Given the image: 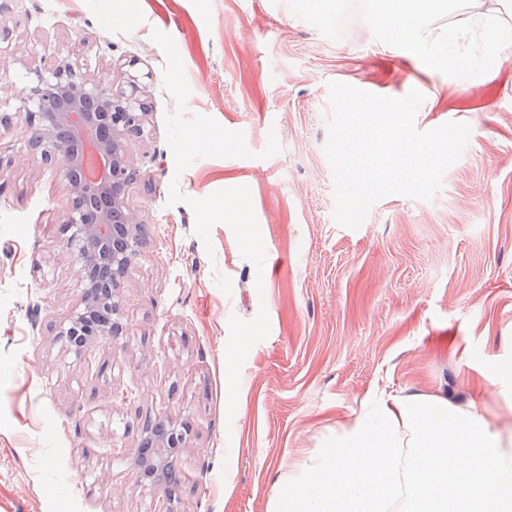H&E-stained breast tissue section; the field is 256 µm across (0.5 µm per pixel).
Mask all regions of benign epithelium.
I'll use <instances>...</instances> for the list:
<instances>
[{
	"mask_svg": "<svg viewBox=\"0 0 512 512\" xmlns=\"http://www.w3.org/2000/svg\"><path fill=\"white\" fill-rule=\"evenodd\" d=\"M129 87L115 91L103 81L90 83L71 64L59 63L18 93L25 120L36 130L32 148L45 161L60 162L68 192L67 248L83 289L56 337L88 368L102 340L124 333L119 290L145 239L144 226L127 204L136 183L127 143L143 134L144 88L133 79ZM183 444L172 417L147 424L141 447L154 452L137 457L141 477L157 484L177 481Z\"/></svg>",
	"mask_w": 512,
	"mask_h": 512,
	"instance_id": "benign-epithelium-1",
	"label": "benign epithelium"
}]
</instances>
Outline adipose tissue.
I'll use <instances>...</instances> for the list:
<instances>
[{
  "instance_id": "obj_1",
  "label": "adipose tissue",
  "mask_w": 512,
  "mask_h": 512,
  "mask_svg": "<svg viewBox=\"0 0 512 512\" xmlns=\"http://www.w3.org/2000/svg\"><path fill=\"white\" fill-rule=\"evenodd\" d=\"M422 4L361 0L401 42L418 38ZM485 396L367 389L334 437L278 477L272 512H512V448Z\"/></svg>"
}]
</instances>
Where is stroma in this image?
<instances>
[{"label": "stroma", "instance_id": "1", "mask_svg": "<svg viewBox=\"0 0 512 512\" xmlns=\"http://www.w3.org/2000/svg\"><path fill=\"white\" fill-rule=\"evenodd\" d=\"M436 0L423 41L394 39L347 0L335 24L298 0H0V82L30 87L71 62L87 79L146 87L144 134L128 145V204L145 242L120 290L125 333L86 368L55 338L80 299L66 247L58 164L30 148L20 102L0 97V512H271L279 474L333 436L372 386L460 396L483 365L512 357V0ZM172 37L186 116L243 132L251 155L176 172L165 116ZM500 66L486 68V56ZM425 100L416 126L469 124L462 157L428 201L379 200L359 228L333 216L324 153L328 84ZM280 150L263 157L269 133ZM194 199L248 187L263 271L232 229L210 244L169 184ZM266 308L228 414L229 319ZM186 437L179 487L141 481L147 420Z\"/></svg>", "mask_w": 512, "mask_h": 512}]
</instances>
